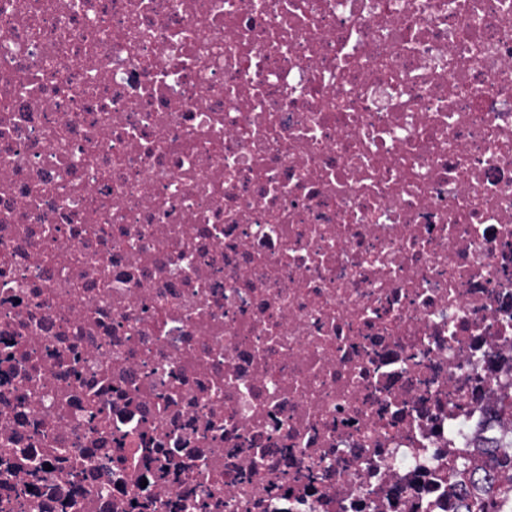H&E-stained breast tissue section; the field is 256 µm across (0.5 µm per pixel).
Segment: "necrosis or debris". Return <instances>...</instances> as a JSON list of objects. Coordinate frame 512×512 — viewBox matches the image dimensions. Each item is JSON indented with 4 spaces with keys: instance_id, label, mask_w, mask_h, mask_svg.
<instances>
[{
    "instance_id": "1",
    "label": "necrosis or debris",
    "mask_w": 512,
    "mask_h": 512,
    "mask_svg": "<svg viewBox=\"0 0 512 512\" xmlns=\"http://www.w3.org/2000/svg\"><path fill=\"white\" fill-rule=\"evenodd\" d=\"M510 402L512 0H0V512H468Z\"/></svg>"
}]
</instances>
